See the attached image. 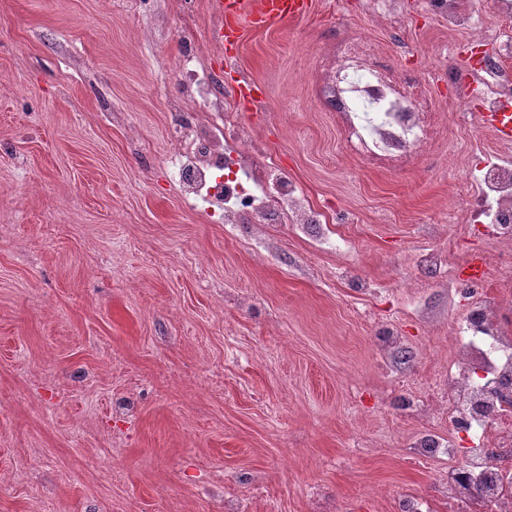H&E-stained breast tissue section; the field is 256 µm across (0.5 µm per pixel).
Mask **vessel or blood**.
Returning a JSON list of instances; mask_svg holds the SVG:
<instances>
[{
    "label": "vessel or blood",
    "mask_w": 512,
    "mask_h": 512,
    "mask_svg": "<svg viewBox=\"0 0 512 512\" xmlns=\"http://www.w3.org/2000/svg\"><path fill=\"white\" fill-rule=\"evenodd\" d=\"M219 24L217 38L225 62H234L246 29H261L280 20L295 21L311 11L313 0H215ZM474 121L503 143H512V106L496 112H477Z\"/></svg>",
    "instance_id": "obj_1"
}]
</instances>
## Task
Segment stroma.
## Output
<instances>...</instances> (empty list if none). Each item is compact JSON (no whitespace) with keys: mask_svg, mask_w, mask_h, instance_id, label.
<instances>
[{"mask_svg":"<svg viewBox=\"0 0 512 512\" xmlns=\"http://www.w3.org/2000/svg\"><path fill=\"white\" fill-rule=\"evenodd\" d=\"M363 2L313 0L247 31L230 72L214 0H0V512H398L404 492L448 512L393 396L443 366L462 308L412 279L418 250L451 248L461 282L499 252L456 195L497 152L451 107L443 153L416 171L346 154L312 92L339 33L450 77L470 49L428 0H403L395 26ZM188 42L222 83L262 85L237 114L251 149L334 217L349 253L182 206L165 160ZM382 323L406 340L387 362Z\"/></svg>","mask_w":512,"mask_h":512,"instance_id":"stroma-1","label":"stroma"}]
</instances>
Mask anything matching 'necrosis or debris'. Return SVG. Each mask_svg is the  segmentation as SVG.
I'll list each match as a JSON object with an SVG mask.
<instances>
[{"label":"necrosis or debris","instance_id":"4bbe7bcc","mask_svg":"<svg viewBox=\"0 0 512 512\" xmlns=\"http://www.w3.org/2000/svg\"><path fill=\"white\" fill-rule=\"evenodd\" d=\"M449 29L478 30L484 52L470 80L452 99H479L494 109L512 98V0H490L497 25L458 0H431ZM314 98L330 112L350 156L377 171H413L448 132L433 81L391 66L376 41L344 33L323 55ZM182 104L172 106L170 129L178 149L166 160L183 203L221 224H289L326 250L343 252L348 239L274 161L257 162L243 147V129L230 102L217 96L213 76L185 44L178 65ZM466 212L512 241V161H483L458 189ZM481 289L466 294L448 341V365L408 385L398 416L419 419L423 434L410 451L443 462L438 489L451 512H512V256L482 266Z\"/></svg>","mask_w":512,"mask_h":512}]
</instances>
